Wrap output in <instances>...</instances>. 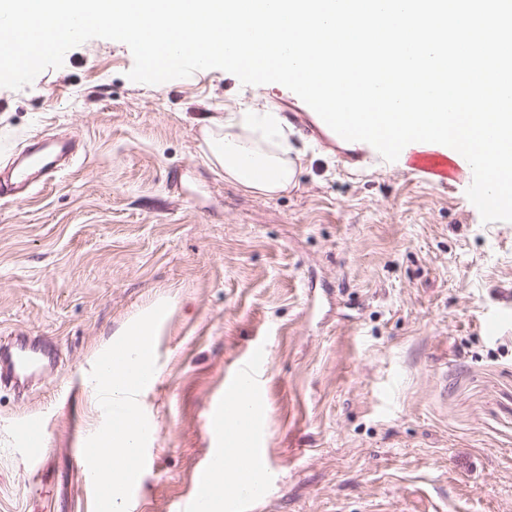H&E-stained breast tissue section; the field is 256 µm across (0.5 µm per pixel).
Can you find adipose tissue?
Listing matches in <instances>:
<instances>
[{"mask_svg": "<svg viewBox=\"0 0 512 512\" xmlns=\"http://www.w3.org/2000/svg\"><path fill=\"white\" fill-rule=\"evenodd\" d=\"M202 136V156L225 181L243 190L273 197L296 186L298 158L288 144L285 120L277 112H227L213 117ZM158 322L145 316L128 326L98 359L93 385L102 401L120 406L125 417L95 442L93 455L102 465V479L113 512H122L129 473L138 456L136 395L140 386L133 362L153 350Z\"/></svg>", "mask_w": 512, "mask_h": 512, "instance_id": "adipose-tissue-1", "label": "adipose tissue"}]
</instances>
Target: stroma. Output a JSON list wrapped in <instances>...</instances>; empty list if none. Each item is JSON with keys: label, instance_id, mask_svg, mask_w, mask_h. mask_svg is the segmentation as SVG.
<instances>
[{"label": "stroma", "instance_id": "35a3bbf8", "mask_svg": "<svg viewBox=\"0 0 512 512\" xmlns=\"http://www.w3.org/2000/svg\"><path fill=\"white\" fill-rule=\"evenodd\" d=\"M130 48L89 40L19 90L0 87V168L35 137L81 151L26 200L0 198V339L53 365L0 385V512H112L84 478L113 415L94 358L158 306L154 434L124 512H175L227 447L210 420L250 347L267 344L265 500L237 512H512V328H481L512 294V223L486 224L447 180L359 161L291 90L244 94L220 69L136 83ZM297 114V184L274 198L201 158L208 119L237 106ZM38 418L32 466L15 427Z\"/></svg>", "mask_w": 512, "mask_h": 512}]
</instances>
